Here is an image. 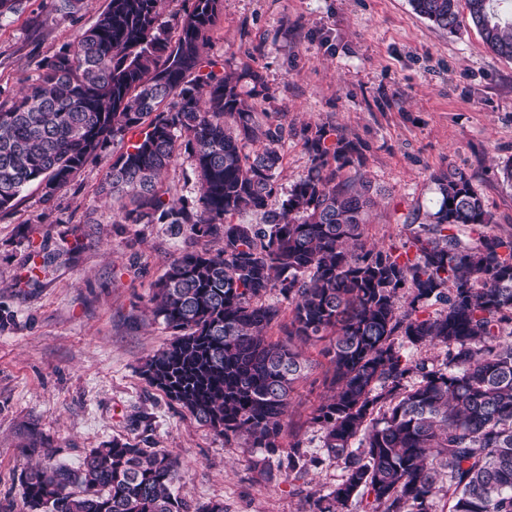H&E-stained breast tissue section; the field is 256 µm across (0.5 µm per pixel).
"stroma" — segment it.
<instances>
[{"mask_svg":"<svg viewBox=\"0 0 512 512\" xmlns=\"http://www.w3.org/2000/svg\"><path fill=\"white\" fill-rule=\"evenodd\" d=\"M108 0H88L78 18L53 0H20L0 17V104L10 105ZM207 57L225 71H258L268 99L295 134L282 149L281 187L304 174L302 131L326 125L356 143L360 173L376 191L367 243L402 247L439 193L434 173L464 172L497 233H512V61L492 53L461 14L455 32L419 16L409 0H223ZM111 155L89 162L54 200L29 186L0 213V512H28L23 472L53 457L76 468L91 449L121 440L169 452L173 491L192 503L220 501L224 512H306L307 497L332 490L336 463L309 468L304 486L288 459L257 467L259 452L223 436L145 380L146 360L171 332L152 317V286L184 248L208 239L190 226L118 224L120 201L98 195ZM292 395L283 444L319 456L313 409L331 374L318 347Z\"/></svg>","mask_w":512,"mask_h":512,"instance_id":"35a3bbf8","label":"stroma"}]
</instances>
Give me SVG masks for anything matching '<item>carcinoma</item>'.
<instances>
[{"mask_svg":"<svg viewBox=\"0 0 512 512\" xmlns=\"http://www.w3.org/2000/svg\"><path fill=\"white\" fill-rule=\"evenodd\" d=\"M109 0L9 107H0V212L36 184L49 201L113 143L101 193L132 194L117 224H184L217 248H185L153 284V317L173 339L145 363L148 383L225 439L271 457L294 385L299 347L323 343L331 394L313 412L323 460L340 466L336 487L310 512H512V234L492 218L470 178L433 176L440 195L414 254L363 242L371 183L345 175L357 145L321 126L304 140L311 163L278 207L283 123L244 97L261 75L217 69L203 57L221 0ZM417 14L454 31L466 8L484 44L512 60V15L500 0H411ZM177 31L176 40L166 29ZM141 137L124 144L125 135ZM249 145L256 146L252 151ZM195 166L193 202L171 200L162 174L181 154ZM259 213L260 224L235 217ZM410 290L407 307L398 293ZM277 290L291 307L283 338L267 340L281 310L259 299ZM435 304L443 308L430 314ZM444 350L430 367L403 348ZM293 480L308 473L289 445ZM168 453L112 441L79 469L28 470L30 512H224L174 494Z\"/></svg>","mask_w":512,"mask_h":512,"instance_id":"obj_1","label":"carcinoma"}]
</instances>
